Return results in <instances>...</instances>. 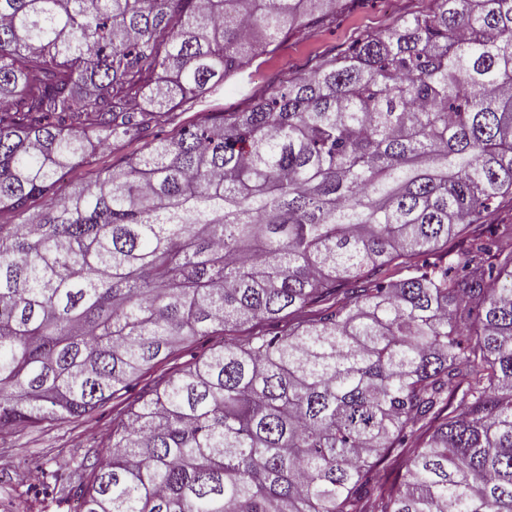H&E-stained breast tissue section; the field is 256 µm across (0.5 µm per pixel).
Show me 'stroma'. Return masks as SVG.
I'll list each match as a JSON object with an SVG mask.
<instances>
[{"label":"stroma","instance_id":"stroma-1","mask_svg":"<svg viewBox=\"0 0 512 512\" xmlns=\"http://www.w3.org/2000/svg\"><path fill=\"white\" fill-rule=\"evenodd\" d=\"M431 6L432 0H365L352 10L337 14L329 23L290 33L274 52L258 55L248 69L225 79L215 92L183 104L174 120L163 125V133L174 135L195 112L205 108L221 107L228 112L247 108L252 95L279 89L288 79L303 74L310 60L341 55L362 36L386 32ZM146 145L143 138L119 140L76 165L65 183L71 186L88 179ZM223 342L219 334L188 340L170 358L145 373L144 383L160 382ZM129 408L128 396L119 393L91 417L46 419L1 434L0 512H73V498L51 493L52 472L86 457H100L109 430Z\"/></svg>","mask_w":512,"mask_h":512}]
</instances>
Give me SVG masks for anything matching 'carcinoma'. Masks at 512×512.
<instances>
[{
	"mask_svg": "<svg viewBox=\"0 0 512 512\" xmlns=\"http://www.w3.org/2000/svg\"><path fill=\"white\" fill-rule=\"evenodd\" d=\"M353 2L0 0V213L50 199L0 224V434L136 391L79 512H512V224L468 233L512 197V0H434L57 194ZM149 139H121L117 141L107 151H98L87 160L76 165L66 176L64 187L66 191L72 185L88 179L94 172L106 168L112 164H117L124 157L129 156L131 153H136L143 150ZM235 335H238V333L226 332V336H222L219 333L215 336H205L188 340L180 346L170 358L155 365L145 373L139 387L145 384L153 386L155 383L167 378L169 374L175 370L181 369L186 363L206 354L210 349L222 345L224 340L231 341L239 337Z\"/></svg>",
	"mask_w": 512,
	"mask_h": 512,
	"instance_id": "cac0c4a2",
	"label": "carcinoma"
}]
</instances>
